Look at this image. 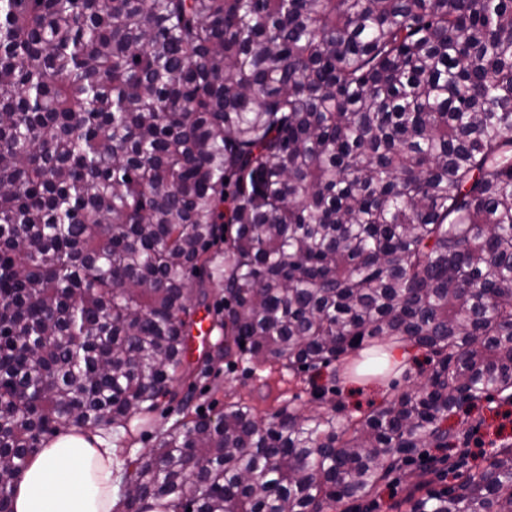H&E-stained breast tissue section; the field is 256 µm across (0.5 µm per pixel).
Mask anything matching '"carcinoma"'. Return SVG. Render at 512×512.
I'll return each instance as SVG.
<instances>
[{
    "label": "carcinoma",
    "mask_w": 512,
    "mask_h": 512,
    "mask_svg": "<svg viewBox=\"0 0 512 512\" xmlns=\"http://www.w3.org/2000/svg\"><path fill=\"white\" fill-rule=\"evenodd\" d=\"M207 281L224 355L322 397L367 347L433 366L360 423L176 425L122 512H349L512 404V0H0V512L58 427L146 423ZM406 504L512 512V445Z\"/></svg>",
    "instance_id": "obj_1"
}]
</instances>
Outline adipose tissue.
<instances>
[{
  "label": "adipose tissue",
  "mask_w": 512,
  "mask_h": 512,
  "mask_svg": "<svg viewBox=\"0 0 512 512\" xmlns=\"http://www.w3.org/2000/svg\"><path fill=\"white\" fill-rule=\"evenodd\" d=\"M117 450L104 432L67 426L34 453L12 489L14 512H114Z\"/></svg>",
  "instance_id": "1"
}]
</instances>
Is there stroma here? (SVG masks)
I'll return each mask as SVG.
<instances>
[{"label": "stroma", "mask_w": 512, "mask_h": 512, "mask_svg": "<svg viewBox=\"0 0 512 512\" xmlns=\"http://www.w3.org/2000/svg\"><path fill=\"white\" fill-rule=\"evenodd\" d=\"M430 371L425 351L411 349L402 364L389 365L382 372L356 375L337 362L335 369H322L319 385L326 387L324 400H316L304 376L280 369L251 367L239 358L212 359L199 380L173 382L171 395L162 398L149 416V424L133 430L125 440L127 455L135 459L154 448L161 435L176 423L197 416L215 417L227 403L243 399L267 420H275L283 407L311 412L315 407L336 412L338 418H363L380 404L391 388L404 389L423 382ZM449 427L459 436L447 448H429L401 463L364 501L351 512H395L394 503L402 500L419 482L433 488L454 485L459 473H479L501 441L512 443V405L491 399L467 414L453 416Z\"/></svg>", "instance_id": "obj_1"}]
</instances>
